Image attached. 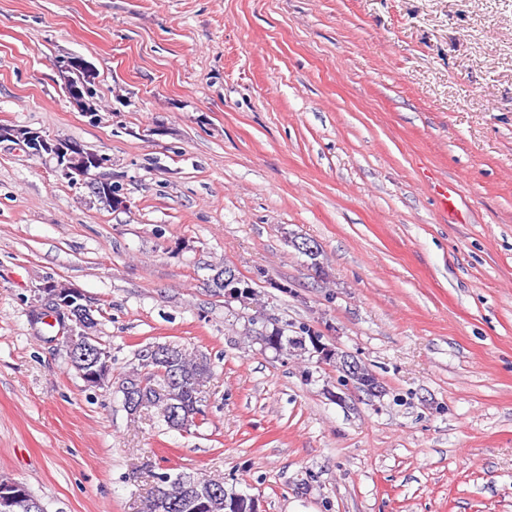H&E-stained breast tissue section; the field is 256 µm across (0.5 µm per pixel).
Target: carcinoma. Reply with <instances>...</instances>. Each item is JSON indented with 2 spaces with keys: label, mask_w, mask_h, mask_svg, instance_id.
<instances>
[{
  "label": "carcinoma",
  "mask_w": 512,
  "mask_h": 512,
  "mask_svg": "<svg viewBox=\"0 0 512 512\" xmlns=\"http://www.w3.org/2000/svg\"><path fill=\"white\" fill-rule=\"evenodd\" d=\"M214 294H229L235 298H249L253 288L238 279L228 286L213 284ZM310 329L300 328V335L288 336L280 327L257 333L255 340L265 349L279 354L304 350L301 335ZM169 358L154 362L149 360L150 349L139 354L138 366L118 378V392L125 393L129 387L140 397L141 411H152L167 428H172L167 415L168 405L179 403L190 413L188 426H199L205 421L202 398L196 389L204 387L211 373L207 356L188 351L178 344H167ZM249 497L228 488L221 479L208 478L196 473H161L157 476V487L147 497L143 512H248Z\"/></svg>",
  "instance_id": "carcinoma-1"
}]
</instances>
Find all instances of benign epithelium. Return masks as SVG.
<instances>
[{"mask_svg":"<svg viewBox=\"0 0 512 512\" xmlns=\"http://www.w3.org/2000/svg\"><path fill=\"white\" fill-rule=\"evenodd\" d=\"M57 69L65 74L67 96L77 105L87 107L91 87L79 78V75L91 70L89 64L83 58L75 56L60 61ZM0 140H21L23 147L30 154L47 153L54 156L59 175L71 183L86 177L88 170L98 169L106 162L105 156L86 149L80 143L50 139L33 130L24 133L13 127L0 125ZM38 292L45 300V316L52 320V324L59 326L70 358L77 360L88 354L94 356V367L84 376L87 385L104 387L111 384L107 354L92 344L95 337L91 334V326L95 323V318L91 315L90 309L83 304L82 292L73 285L59 280L42 284ZM312 347L318 357L336 361V367L341 371L342 381L345 383L343 389L355 391L363 387L370 394L381 393L380 382L358 380L361 364L352 353L331 347L315 336L312 337ZM25 501L26 489L21 482L16 481L0 487V512H18V508Z\"/></svg>","mask_w":512,"mask_h":512,"instance_id":"benign-epithelium-1","label":"benign epithelium"}]
</instances>
